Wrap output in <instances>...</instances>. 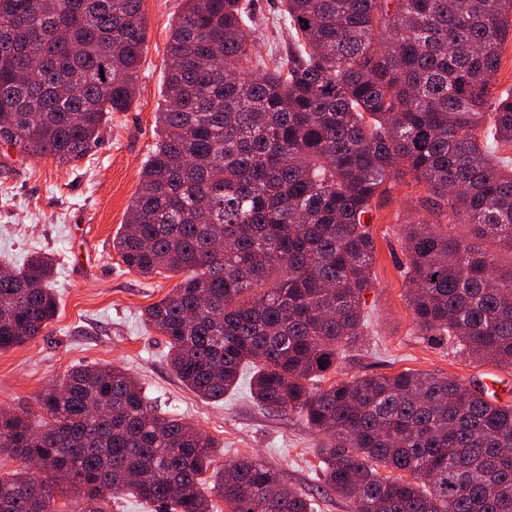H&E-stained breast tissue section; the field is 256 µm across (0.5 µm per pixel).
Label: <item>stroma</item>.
Wrapping results in <instances>:
<instances>
[{"label":"stroma","instance_id":"stroma-1","mask_svg":"<svg viewBox=\"0 0 512 512\" xmlns=\"http://www.w3.org/2000/svg\"><path fill=\"white\" fill-rule=\"evenodd\" d=\"M182 8V0H142L146 45L135 102L128 111L113 113L100 144L86 157L64 164L0 146V267L16 269L33 253L51 254L59 301L56 317L41 335L0 351V411L37 412L42 391L74 368L123 366L141 381L152 404L212 439L213 468L256 457L277 469L287 485L314 495L317 512H350L349 501L323 484L318 436L298 414L260 409L249 376L217 402L180 383L168 365L164 337L144 321L145 309L165 298L177 280L128 270L112 246L155 148L169 29ZM252 8L262 32L254 56L268 63L286 57L293 40L281 0H252ZM426 196L424 185L403 172L376 200L369 224L376 253L373 285L363 297L364 334L335 368L311 380V388L407 370L470 386L496 372L494 363L469 358L417 328L406 294V222L426 215L449 235L471 238L469 225L449 223L444 214L427 215Z\"/></svg>","mask_w":512,"mask_h":512}]
</instances>
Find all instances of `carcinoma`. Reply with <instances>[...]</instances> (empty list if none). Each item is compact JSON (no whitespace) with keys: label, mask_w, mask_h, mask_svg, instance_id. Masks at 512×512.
I'll use <instances>...</instances> for the list:
<instances>
[{"label":"carcinoma","mask_w":512,"mask_h":512,"mask_svg":"<svg viewBox=\"0 0 512 512\" xmlns=\"http://www.w3.org/2000/svg\"><path fill=\"white\" fill-rule=\"evenodd\" d=\"M183 2L155 150L112 242L142 275H185L145 310L172 371L220 401L253 366L259 406L298 410L323 435L324 484L351 512H512L511 403L414 371L306 385L363 335L366 216L403 170L424 184L428 212L446 207L473 233L465 243L427 219L406 225L417 327L512 369V265L477 244L512 252V157L496 156L512 145V93L496 87L512 0H281L296 45L263 69L241 0ZM145 39L142 0H0V145L82 158L136 98ZM51 273L33 254L0 274V351L54 319ZM38 407L36 426L0 412V456L48 475L0 474V512H59L62 478L83 493L78 512H109L125 492L164 512H214L212 440L155 409L126 369H74ZM211 479L231 512H316L258 459Z\"/></svg>","instance_id":"obj_1"}]
</instances>
